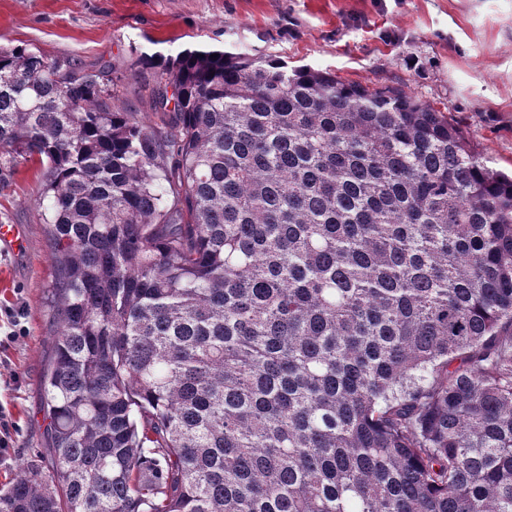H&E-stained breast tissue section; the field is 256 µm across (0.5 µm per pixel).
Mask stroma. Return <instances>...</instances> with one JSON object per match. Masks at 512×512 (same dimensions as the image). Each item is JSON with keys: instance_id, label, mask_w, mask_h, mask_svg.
I'll return each mask as SVG.
<instances>
[{"instance_id": "1", "label": "stroma", "mask_w": 512, "mask_h": 512, "mask_svg": "<svg viewBox=\"0 0 512 512\" xmlns=\"http://www.w3.org/2000/svg\"><path fill=\"white\" fill-rule=\"evenodd\" d=\"M0 45L109 67L116 104L149 125L159 116L142 58L273 55L426 101L489 167L512 170V0H0ZM41 183L28 165L0 172V224L25 231L22 250L0 246V485L44 446L41 377L58 323Z\"/></svg>"}]
</instances>
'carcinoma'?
<instances>
[{
  "instance_id": "obj_1",
  "label": "carcinoma",
  "mask_w": 512,
  "mask_h": 512,
  "mask_svg": "<svg viewBox=\"0 0 512 512\" xmlns=\"http://www.w3.org/2000/svg\"><path fill=\"white\" fill-rule=\"evenodd\" d=\"M0 47L44 167L49 458L0 512H512V175L405 92L269 57Z\"/></svg>"
}]
</instances>
